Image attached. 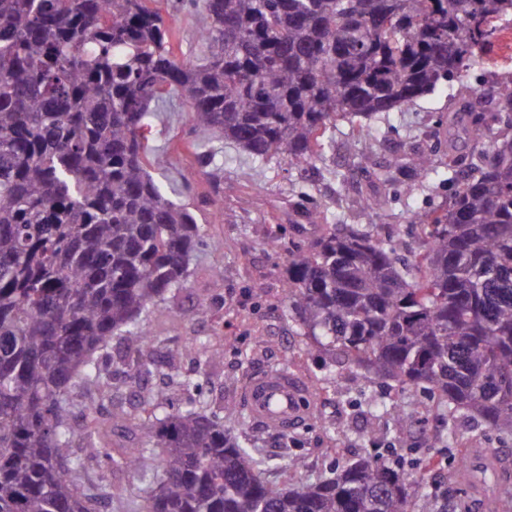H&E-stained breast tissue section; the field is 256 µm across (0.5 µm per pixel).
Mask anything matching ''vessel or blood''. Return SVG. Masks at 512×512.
Wrapping results in <instances>:
<instances>
[{
  "label": "vessel or blood",
  "instance_id": "obj_1",
  "mask_svg": "<svg viewBox=\"0 0 512 512\" xmlns=\"http://www.w3.org/2000/svg\"><path fill=\"white\" fill-rule=\"evenodd\" d=\"M243 400L253 418L276 432L295 431L311 419L308 386L285 368L251 374L243 387Z\"/></svg>",
  "mask_w": 512,
  "mask_h": 512
}]
</instances>
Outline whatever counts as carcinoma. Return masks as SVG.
Wrapping results in <instances>:
<instances>
[{
    "instance_id": "1",
    "label": "carcinoma",
    "mask_w": 512,
    "mask_h": 512,
    "mask_svg": "<svg viewBox=\"0 0 512 512\" xmlns=\"http://www.w3.org/2000/svg\"><path fill=\"white\" fill-rule=\"evenodd\" d=\"M203 15L197 54L177 57L170 25L148 0H0V512H408L418 482L376 456L336 478L274 492L266 460L208 408L182 360L198 338L167 349L168 377L194 407L169 410L146 386L157 369L147 317L184 287L203 245L196 215L152 168L161 154L143 129L185 96L191 131L222 138L260 164L322 161L337 122L362 164L370 122L409 109L438 87L465 90L490 58L512 0H175ZM475 149L464 174L410 146L361 205L388 221L380 188L437 176L448 206L414 216L420 233L382 240L331 224L311 191L298 207L324 231L288 242L285 300L315 344L396 387L448 404V424L471 419L512 433V73L494 111L467 112ZM213 187L224 165L197 153ZM115 336L137 404L102 415L112 399ZM88 443L71 452L76 416ZM128 422L138 442L117 453L101 436ZM136 473L141 500L106 476L83 490L100 457Z\"/></svg>"
}]
</instances>
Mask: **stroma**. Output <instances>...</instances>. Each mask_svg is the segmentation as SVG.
Here are the masks:
<instances>
[{
  "label": "stroma",
  "instance_id": "1",
  "mask_svg": "<svg viewBox=\"0 0 512 512\" xmlns=\"http://www.w3.org/2000/svg\"><path fill=\"white\" fill-rule=\"evenodd\" d=\"M457 87H442L408 110L390 112L376 121L379 141L369 157L371 168L384 169L402 153L406 143L447 140L446 119L454 107ZM191 118L184 99H177L164 121L156 123L154 145H167L156 179L169 186L177 200L194 209L205 242L183 291L168 295L147 322L157 349L191 338L210 340L219 358L205 361L190 355L181 365L196 375L214 411L242 407L241 387L251 372L285 367L297 372L312 387L316 397L314 418L288 434L275 433L248 421L235 432L268 462L266 482L282 488L296 482H313L332 477L346 460L381 455L419 484L410 512H420L423 496H430L435 512H479L476 503L487 496V486L464 480L457 461L468 454L469 473L495 465L497 483L512 488V435L477 425L465 413L448 421L436 398L420 388L387 389L364 369L340 364L339 377L349 379L348 388L325 380V371L312 360L308 350L313 337L304 335L283 300L287 247L271 249L268 238L311 240L317 225L306 223L291 208L293 195L306 185L338 224H376L380 238L396 235L413 240L411 220L415 213L442 205L448 185L428 192L408 190L403 183L387 186L385 196L389 223L377 225L376 218L357 205L368 189L362 173L346 155L342 143L348 124H339L336 141L325 161L304 169H293L287 159L266 164L223 140L211 146L224 162V189L214 193L198 169L185 141ZM221 277H214V270ZM207 311H200V303ZM396 407L408 420L402 431H394L389 415L380 405ZM376 441H368L367 432ZM296 469H289V462Z\"/></svg>",
  "mask_w": 512,
  "mask_h": 512
}]
</instances>
